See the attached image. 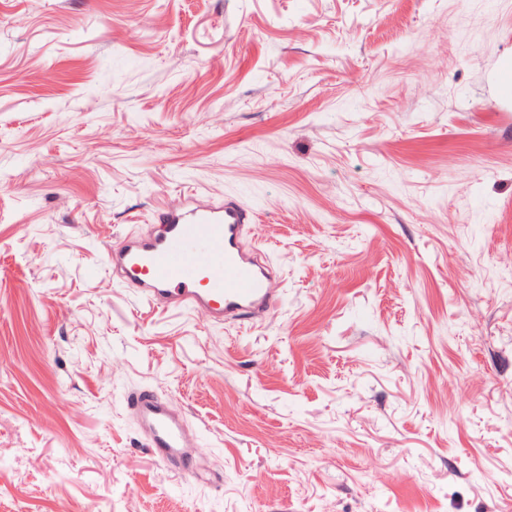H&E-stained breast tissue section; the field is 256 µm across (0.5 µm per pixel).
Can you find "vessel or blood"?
<instances>
[{
    "instance_id": "obj_1",
    "label": "vessel or blood",
    "mask_w": 512,
    "mask_h": 512,
    "mask_svg": "<svg viewBox=\"0 0 512 512\" xmlns=\"http://www.w3.org/2000/svg\"><path fill=\"white\" fill-rule=\"evenodd\" d=\"M255 213L233 199L189 197L158 209L148 232L108 247L109 270L161 308L188 310L215 323L261 322L279 302L278 271L252 240ZM126 408L148 448L167 469L196 472L185 418L156 392L139 389Z\"/></svg>"
}]
</instances>
